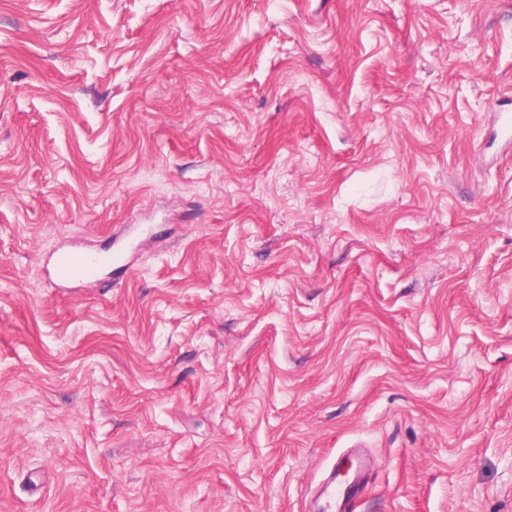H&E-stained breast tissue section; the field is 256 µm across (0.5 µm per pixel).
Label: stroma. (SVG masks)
I'll return each instance as SVG.
<instances>
[{
    "instance_id": "obj_1",
    "label": "stroma",
    "mask_w": 512,
    "mask_h": 512,
    "mask_svg": "<svg viewBox=\"0 0 512 512\" xmlns=\"http://www.w3.org/2000/svg\"><path fill=\"white\" fill-rule=\"evenodd\" d=\"M500 111L512 0H0V512H512ZM119 252L103 251L77 256L69 252L58 253L49 268L48 261L45 271L49 278L57 283L87 285L98 280L106 270L121 263ZM336 469L330 482L322 487V495L326 500V508L317 512H348L347 505L354 503L362 495L364 484L358 475L349 476L348 471L339 478Z\"/></svg>"
}]
</instances>
